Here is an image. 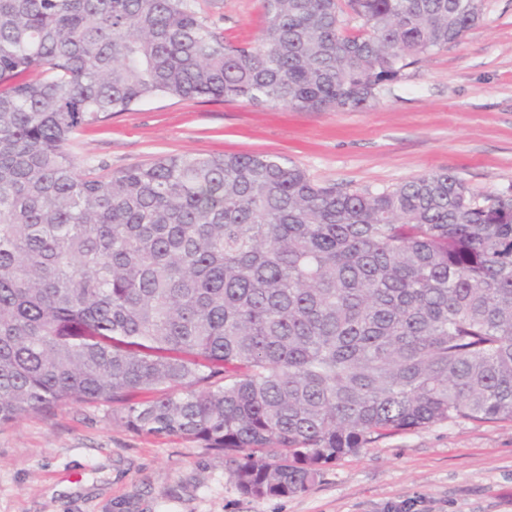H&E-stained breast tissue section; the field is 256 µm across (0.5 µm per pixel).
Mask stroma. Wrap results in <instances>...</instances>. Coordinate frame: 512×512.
Listing matches in <instances>:
<instances>
[{
    "mask_svg": "<svg viewBox=\"0 0 512 512\" xmlns=\"http://www.w3.org/2000/svg\"><path fill=\"white\" fill-rule=\"evenodd\" d=\"M256 42L262 0H200ZM74 152L118 172L168 154L267 152L319 184L383 189L436 171L483 198L512 187V0H483L461 42L406 68L364 112H274L156 98L84 130ZM0 512H512V421L393 431L323 466L306 491L252 498L221 452L133 433L100 406L0 424Z\"/></svg>",
    "mask_w": 512,
    "mask_h": 512,
    "instance_id": "stroma-1",
    "label": "stroma"
}]
</instances>
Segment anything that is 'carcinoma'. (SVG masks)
<instances>
[{
	"label": "carcinoma",
	"mask_w": 512,
	"mask_h": 512,
	"mask_svg": "<svg viewBox=\"0 0 512 512\" xmlns=\"http://www.w3.org/2000/svg\"><path fill=\"white\" fill-rule=\"evenodd\" d=\"M482 16L263 0L246 46L197 0H0V423L107 406L266 498L387 431L512 421V190L480 201L448 171L351 190L268 153L108 174L71 150L158 97L365 111Z\"/></svg>",
	"instance_id": "cac0c4a2"
}]
</instances>
